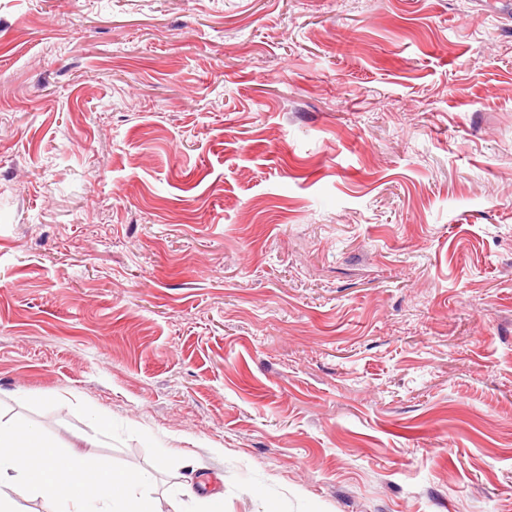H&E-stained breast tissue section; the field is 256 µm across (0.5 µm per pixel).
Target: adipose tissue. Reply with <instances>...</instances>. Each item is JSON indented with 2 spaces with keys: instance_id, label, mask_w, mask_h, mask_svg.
<instances>
[{
  "instance_id": "adipose-tissue-1",
  "label": "adipose tissue",
  "mask_w": 512,
  "mask_h": 512,
  "mask_svg": "<svg viewBox=\"0 0 512 512\" xmlns=\"http://www.w3.org/2000/svg\"><path fill=\"white\" fill-rule=\"evenodd\" d=\"M0 482L53 498L59 512H156L137 491L141 474L117 469L107 456L82 463L31 425L0 422Z\"/></svg>"
}]
</instances>
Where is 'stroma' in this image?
<instances>
[{
  "label": "stroma",
  "instance_id": "stroma-1",
  "mask_svg": "<svg viewBox=\"0 0 512 512\" xmlns=\"http://www.w3.org/2000/svg\"><path fill=\"white\" fill-rule=\"evenodd\" d=\"M0 419L157 512H512V19L0 0Z\"/></svg>",
  "mask_w": 512,
  "mask_h": 512
}]
</instances>
